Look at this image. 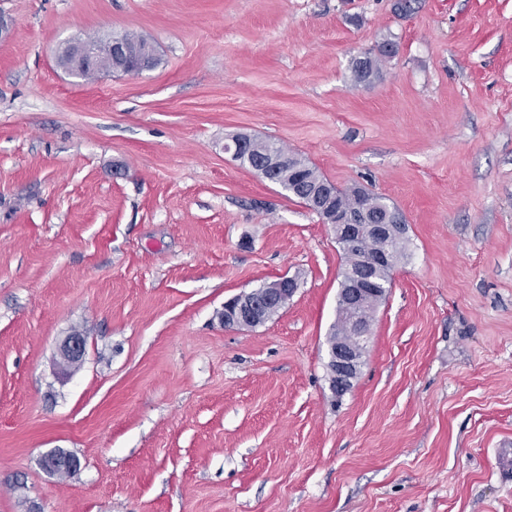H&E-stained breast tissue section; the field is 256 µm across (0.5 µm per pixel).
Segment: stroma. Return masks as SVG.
<instances>
[{"instance_id":"35a3bbf8","label":"stroma","mask_w":512,"mask_h":512,"mask_svg":"<svg viewBox=\"0 0 512 512\" xmlns=\"http://www.w3.org/2000/svg\"><path fill=\"white\" fill-rule=\"evenodd\" d=\"M395 4L0 0V512H512V0ZM122 34L157 65L58 63ZM240 133L408 224L343 396L336 236ZM283 275L271 319L224 328ZM56 448L79 470L46 473ZM296 290V281L292 277L281 276L250 292L231 297L224 303V328L247 329L264 324L274 303L287 302ZM86 339L78 333L65 336L58 346L61 359L67 363L82 360L85 353Z\"/></svg>"}]
</instances>
